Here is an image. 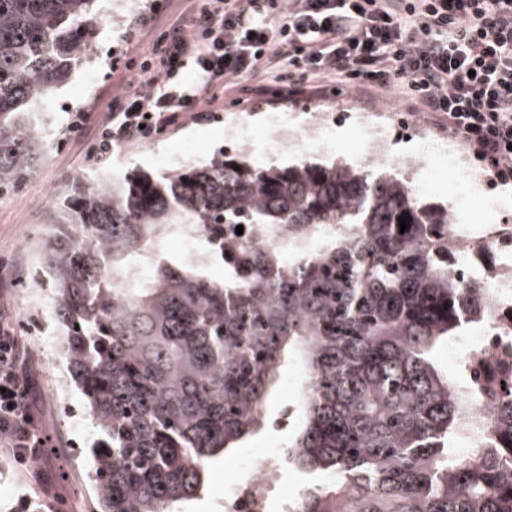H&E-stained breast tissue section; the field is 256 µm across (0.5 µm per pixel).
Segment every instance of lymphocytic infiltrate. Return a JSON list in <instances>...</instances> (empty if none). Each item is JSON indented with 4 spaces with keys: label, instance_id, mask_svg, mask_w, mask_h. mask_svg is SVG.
I'll return each instance as SVG.
<instances>
[{
    "label": "lymphocytic infiltrate",
    "instance_id": "f902f5d3",
    "mask_svg": "<svg viewBox=\"0 0 512 512\" xmlns=\"http://www.w3.org/2000/svg\"><path fill=\"white\" fill-rule=\"evenodd\" d=\"M112 99L96 148L150 138L224 91L266 77L289 96L345 84L413 101L512 182V0H203L189 4ZM27 349L0 324V447L16 466L42 455Z\"/></svg>",
    "mask_w": 512,
    "mask_h": 512
}]
</instances>
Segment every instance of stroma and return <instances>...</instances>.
<instances>
[{
  "label": "stroma",
  "instance_id": "1",
  "mask_svg": "<svg viewBox=\"0 0 512 512\" xmlns=\"http://www.w3.org/2000/svg\"><path fill=\"white\" fill-rule=\"evenodd\" d=\"M155 0H112L113 21L96 25L92 61L85 72L93 80L82 84L83 72H73L69 82L52 96L49 106L55 127L54 142L44 161L22 186L0 196V270L8 272L11 285L0 288V315L20 325L23 319V288L34 285L38 258L26 257L21 243L42 247L53 227L48 222L49 203L61 193L68 178L83 175L96 180L111 178L112 174L129 169L150 173L171 171V163L184 159L188 164L204 162L215 150L224 146V132L236 129L251 143L246 158L252 165L264 167L283 165L303 156L322 163L358 160L361 144L351 132L355 113L362 112L382 122L386 130H408L415 116L412 103L386 93L364 97L351 88L337 87L326 97L304 95L288 97L268 92L261 94L233 93L223 98L205 117H185L179 125L167 128L155 138L115 148L100 158L90 155L92 135L105 121L116 93L132 91L136 83L131 72L112 67L116 55L136 57L148 51L152 40L181 12L183 0H162L164 8L155 13L154 25L138 29L137 21L153 13ZM85 112L83 128L71 132L73 112ZM318 112H342L343 123L333 126L324 147H301L299 152H284L274 145L270 130L274 124L287 123L293 132H303L312 116ZM427 167L436 172L433 186L418 188L419 196L428 201L447 205L462 224H511L512 185L484 184L477 199L452 198L448 195L451 175L446 164L435 155L426 157ZM36 359L30 369L39 410L40 428L48 443L44 454L35 464L46 471L49 486L30 482L27 472L17 470L7 454H0V512H45L50 501L59 502L60 512H88L96 497L91 481L88 460H75L72 446L88 449L97 435L93 418L83 409L84 399L77 388H70L73 404L81 410L79 421L57 409L54 403L56 375L64 369L60 337L50 342L40 340L29 345ZM302 376L295 364L281 371V381L266 405V422L254 435L246 438L241 447L219 456L208 467V482L202 495L185 507V512H216L215 502L236 472L239 459L255 453L269 441L287 443L290 429L274 428L273 423L284 406L299 407L303 402Z\"/></svg>",
  "mask_w": 512,
  "mask_h": 512
}]
</instances>
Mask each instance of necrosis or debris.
Instances as JSON below:
<instances>
[{"mask_svg": "<svg viewBox=\"0 0 512 512\" xmlns=\"http://www.w3.org/2000/svg\"><path fill=\"white\" fill-rule=\"evenodd\" d=\"M448 248L456 257L450 276L463 283L482 285L488 299L487 317L478 329L459 336L452 350V364L465 375L455 393L465 401L468 415L460 427L464 454L485 447V434L495 421V410L504 389L512 388V267L492 272L477 262L476 254L512 256V225L477 227L449 221L445 226ZM286 472L283 448L274 443L258 455L244 456L233 482L224 492L219 512H268Z\"/></svg>", "mask_w": 512, "mask_h": 512, "instance_id": "obj_1", "label": "necrosis or debris"}]
</instances>
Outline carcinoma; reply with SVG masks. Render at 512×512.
I'll return each instance as SVG.
<instances>
[{"label": "carcinoma", "instance_id": "obj_1", "mask_svg": "<svg viewBox=\"0 0 512 512\" xmlns=\"http://www.w3.org/2000/svg\"><path fill=\"white\" fill-rule=\"evenodd\" d=\"M100 0H0V194L47 146L40 116L84 65ZM410 218L400 231L398 218ZM39 282L99 435L89 448L99 512H180L207 464L264 425L290 361L309 386L286 467L308 483L284 512H512V398L487 447L455 443L466 406L437 348L481 325L480 286L448 277L435 237L448 208L379 165L203 166L107 181L74 176L50 213ZM197 224L224 282L156 251L155 230ZM288 225V246H224ZM330 231L304 247L308 226Z\"/></svg>", "mask_w": 512, "mask_h": 512}]
</instances>
